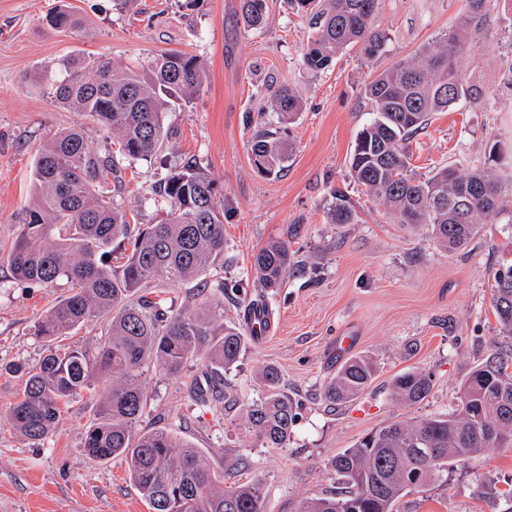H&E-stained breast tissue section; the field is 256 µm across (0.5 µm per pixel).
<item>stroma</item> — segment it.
Wrapping results in <instances>:
<instances>
[{
  "mask_svg": "<svg viewBox=\"0 0 512 512\" xmlns=\"http://www.w3.org/2000/svg\"><path fill=\"white\" fill-rule=\"evenodd\" d=\"M67 4L82 20L79 31L47 26L46 14ZM506 0H492L484 22L472 28V51L461 70L481 97L433 113L408 144L410 169L425 178L445 165L483 160L492 145L512 152V30L500 22ZM467 10L466 0H382L376 18L387 36L385 56L368 59L351 49L321 73L301 56L310 36L306 18L287 0H272L267 25L245 27L240 0H0V512H150L118 459L87 456L82 438L93 417L90 392L110 387L95 380L72 397L43 446H33L6 418L23 391L8 367L36 364L43 346L36 321L68 294L66 281L39 288L16 280L10 247L30 201V174L42 143L60 129H80L93 156H114L124 182L100 184L131 223L155 224L165 206L155 186L173 167L195 161L224 196V258L206 278L154 292L175 311L222 297V321H240L255 295L251 258L273 240L288 241L296 263L282 288L268 294L274 315L263 340L248 344L227 372V397L210 406L189 393L201 377L190 363L170 377L142 368L150 398L139 428L167 429L199 448L225 484L261 479L268 512H295L305 499L339 486L331 460L372 429L398 420L454 413L470 370L494 354L512 352L492 303L493 274L512 265V165L493 171L502 212L480 226L466 247L441 248L431 225L398 224L381 200L353 182L349 156L373 108L362 89L386 62L412 58L437 45ZM199 57L203 88L190 103L167 113L171 136L153 156L116 154L110 132L86 115L52 104L49 86L66 60L101 57L118 66L144 67L168 50ZM299 91L303 108L279 121L290 160L278 174H259L249 140L264 117L265 86ZM353 201L354 223L327 218L336 188ZM229 288L218 294L217 281ZM345 350H337L342 338ZM376 368L371 385L345 406L329 409L320 393L337 366L352 355ZM278 367L302 404L286 447L257 444L242 417L261 396V369ZM428 373L429 396L406 406L391 395L396 375ZM397 512H512V448H490L449 467L439 479L404 491Z\"/></svg>",
  "mask_w": 512,
  "mask_h": 512,
  "instance_id": "obj_1",
  "label": "stroma"
}]
</instances>
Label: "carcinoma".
<instances>
[{"instance_id":"obj_1","label":"carcinoma","mask_w":512,"mask_h":512,"mask_svg":"<svg viewBox=\"0 0 512 512\" xmlns=\"http://www.w3.org/2000/svg\"><path fill=\"white\" fill-rule=\"evenodd\" d=\"M289 3L309 17L312 37L302 56L307 69L323 71L356 46L370 58L386 52L387 36L374 24L381 0ZM467 6L459 26L440 44L388 64L364 85L375 117L358 134L349 158L352 178L382 200L397 223L433 225L437 243L450 250L465 246L480 225L500 213L492 170L512 163L495 145L482 163L444 166L423 180L409 170L407 140L433 113L475 100L457 60L471 51L467 31L482 22L488 0H467ZM241 15L248 28H263L268 0H241ZM46 22L62 31L78 27L68 8L47 15ZM64 70L52 84V100L110 131L117 153L131 159L148 158L163 147L169 136L165 114L197 96L205 74L198 57L180 51L165 52L141 68L95 58L66 62ZM268 103L281 116L302 109L300 94L283 86L268 88ZM288 158L278 129L256 130L251 161L259 173H279ZM114 171L112 157L92 156L77 129L56 131L35 158L33 200L11 249L12 273L43 288L65 280L70 294L35 324L45 352L40 363L31 369L24 363L8 366L26 376L9 419L40 446L52 434L62 404L91 389L97 376L110 375L112 387L92 394L94 414L83 448L99 460L121 459L151 512H268L261 480L226 487L224 477L191 444L162 428L137 429L149 397L141 379L144 365L176 377L189 363L202 361L205 385L193 384L191 394L210 404L226 398L224 373L255 339L239 323H219L218 303L212 300L191 312H174L145 293L156 280L178 285L202 278L224 257V198L203 168L187 162L156 187L167 205L165 217L132 228L112 200L95 189ZM329 215L334 224L353 223L354 207L343 191H334ZM125 239L132 250L117 271L112 244ZM293 263L288 242L275 241L255 253L254 278L272 292ZM493 280L496 317L501 332L511 336L512 266L497 270ZM102 316L110 317V325L94 352L60 351V337ZM511 366V357L497 355L477 365L463 381L459 408L450 416L396 421L363 436L331 461L342 491L303 500L297 512H394L406 488L430 482L454 461L488 448H511ZM374 374L368 357L352 356L327 382L323 398L336 406L352 401ZM261 380L264 392L246 406L245 424L261 447L282 448L298 416V400L288 394L276 366H265ZM430 391V378L419 370L399 374L391 384L393 398L409 405L424 401Z\"/></svg>"}]
</instances>
